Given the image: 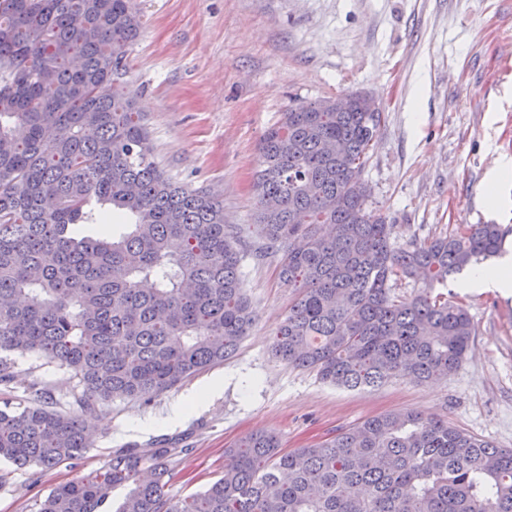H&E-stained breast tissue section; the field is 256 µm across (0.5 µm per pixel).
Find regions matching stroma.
Listing matches in <instances>:
<instances>
[{"label": "stroma", "instance_id": "stroma-1", "mask_svg": "<svg viewBox=\"0 0 512 512\" xmlns=\"http://www.w3.org/2000/svg\"><path fill=\"white\" fill-rule=\"evenodd\" d=\"M142 28L122 80L151 134L155 160L177 182L224 203L239 228L241 271L256 319L238 351L153 398L116 400L96 416L97 440L77 466L15 469L6 461L0 512H39L56 485L104 465L113 449L173 448L165 488L178 500L224 470L225 448L275 433L285 451L322 442L395 411L437 416L512 448V296L442 292L462 301L474 345L445 378H394L349 390L271 354L272 334L296 291L277 276L280 255L256 259L249 227L259 144L289 106L363 92L382 120L363 177L372 208L402 246L466 224H497L512 253V183L498 208L483 196L512 158V0H136ZM12 393L32 382L65 400L69 372L28 354L13 364ZM179 403L188 409L171 418Z\"/></svg>", "mask_w": 512, "mask_h": 512}]
</instances>
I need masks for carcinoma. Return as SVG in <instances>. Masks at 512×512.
Listing matches in <instances>:
<instances>
[{"mask_svg":"<svg viewBox=\"0 0 512 512\" xmlns=\"http://www.w3.org/2000/svg\"><path fill=\"white\" fill-rule=\"evenodd\" d=\"M133 0H0V386L11 356L68 369L72 409L32 387L0 407V459L53 469L93 446L86 420L115 399L151 400L237 351L254 322L224 205L153 159L132 97L114 86L139 35ZM341 111L288 108L260 148L255 227L283 251L298 296L273 354L349 388L446 377L474 343L466 306L436 291L498 254L497 224L402 247L367 205L362 173L380 120L360 93ZM402 279L423 289L392 291ZM230 463L173 501L171 448H117L53 488L40 512H512V448L413 412L374 416L283 453L271 433L225 449ZM150 477H137L144 461Z\"/></svg>","mask_w":512,"mask_h":512,"instance_id":"obj_1","label":"carcinoma"}]
</instances>
